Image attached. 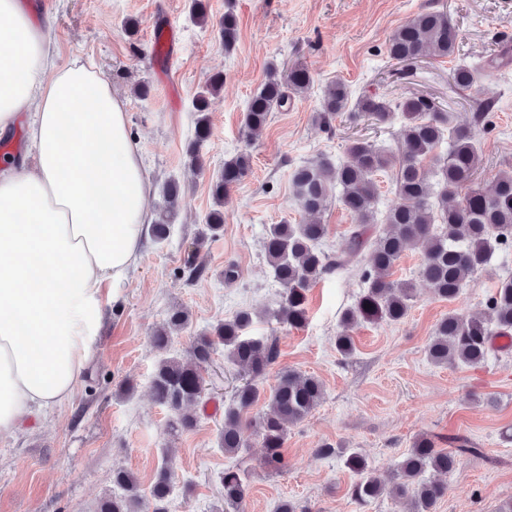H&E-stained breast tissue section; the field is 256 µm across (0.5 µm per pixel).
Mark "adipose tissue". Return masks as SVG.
I'll return each mask as SVG.
<instances>
[{
    "mask_svg": "<svg viewBox=\"0 0 512 512\" xmlns=\"http://www.w3.org/2000/svg\"><path fill=\"white\" fill-rule=\"evenodd\" d=\"M28 114L31 164L0 159V438L68 403L106 284L136 265L149 180L111 85L59 66L18 0H0V134Z\"/></svg>",
    "mask_w": 512,
    "mask_h": 512,
    "instance_id": "obj_1",
    "label": "adipose tissue"
}]
</instances>
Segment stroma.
Returning a JSON list of instances; mask_svg holds the SVG:
<instances>
[{"label":"stroma","instance_id":"35a3bbf8","mask_svg":"<svg viewBox=\"0 0 512 512\" xmlns=\"http://www.w3.org/2000/svg\"><path fill=\"white\" fill-rule=\"evenodd\" d=\"M42 2L29 0L28 9L51 37L60 64L94 65L124 98L152 184L149 212L162 205L167 181L180 183L181 196L170 237H145L137 267L114 286L115 299L105 306L72 400L0 439V512H95L112 493L115 469L133 471L149 489L167 448L176 451L172 512H213L218 477L233 463L220 434L238 373L216 350L204 367L205 397L190 409L196 427L176 439L168 435L171 412L151 394L161 357L152 335L175 307L186 310L190 322L172 339L171 353L185 354L197 337L247 308L256 313L249 335L277 337L279 367L324 384L320 404L288 432L283 471L263 467L261 439L246 430L245 463L253 473L246 512H277L285 499L301 512H361L347 494L354 476L343 452L363 453L377 474L388 477L423 433L448 451L460 437L476 448L445 475L448 493L436 512H495L499 502L512 499V349L493 350L477 366H438L427 354L429 338L449 310L484 311L499 279L512 276V250L476 274L454 302L437 298L420 278L421 250L406 251L394 277L414 286L407 318L355 327V349L345 357L335 339L344 310L365 287L359 270L317 281L309 293V320L295 329L273 316L282 288L263 249L269 225L304 218L291 185L296 168L348 163L346 146L354 138L397 145L396 127L364 117L341 115L330 125L317 124L326 85L340 79L353 96L393 101L425 95L454 112L458 124H469L477 96L453 86L458 59L424 56L400 63L389 58L388 40L421 9H441L457 30L460 59L484 61L512 46V0H206L204 26L191 21L189 0H51L47 15ZM229 9L238 17L239 39L228 51L219 23ZM161 25L176 33L164 82L153 59ZM297 63L309 70L311 86L272 112L262 135L250 137L243 114L269 66L285 70ZM215 72L223 73L224 87L212 100V134L201 149V166L192 169L184 152L194 135L193 101ZM143 83L150 87L145 98L135 92ZM490 95L495 108L480 133L478 177L484 181L512 166V65L496 73ZM241 152L250 154L251 170L225 199L223 233L207 238L211 180L225 159ZM192 252L204 267L196 279L185 269ZM231 263L239 277L228 283L224 268ZM326 444L327 455L321 452Z\"/></svg>","mask_w":512,"mask_h":512}]
</instances>
